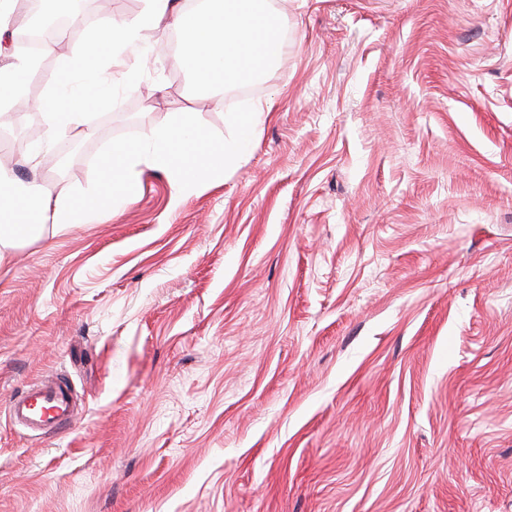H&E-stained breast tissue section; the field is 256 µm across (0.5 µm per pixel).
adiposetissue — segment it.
<instances>
[{
    "mask_svg": "<svg viewBox=\"0 0 512 512\" xmlns=\"http://www.w3.org/2000/svg\"><path fill=\"white\" fill-rule=\"evenodd\" d=\"M275 17L256 10L253 0H204L202 11H187L182 0H144L133 17L110 20L95 29L83 53L65 58L68 73L85 75L89 87L58 85L46 99L47 142L84 131L87 116L112 95V67L125 65L124 84L139 88L137 63L157 55L156 31L171 28L179 35L176 64L189 69L205 86L234 83L256 74L276 58L272 38ZM144 148L113 144L102 175L85 198L75 201L42 181L20 183L0 167V264L22 245L40 240L44 229L66 233L100 213L118 211L135 196L141 167L165 172L179 192L195 191L207 177L224 168L225 144L205 143L196 121L181 119L151 129Z\"/></svg>",
    "mask_w": 512,
    "mask_h": 512,
    "instance_id": "ef3b65f1",
    "label": "adipose tissue"
}]
</instances>
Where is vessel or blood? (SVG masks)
<instances>
[{
    "mask_svg": "<svg viewBox=\"0 0 512 512\" xmlns=\"http://www.w3.org/2000/svg\"><path fill=\"white\" fill-rule=\"evenodd\" d=\"M6 415L33 436L68 428L75 417L73 391L61 378L29 384L9 400Z\"/></svg>",
    "mask_w": 512,
    "mask_h": 512,
    "instance_id": "obj_1",
    "label": "vessel or blood"
}]
</instances>
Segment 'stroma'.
Here are the masks:
<instances>
[{
  "label": "stroma",
  "mask_w": 512,
  "mask_h": 512,
  "mask_svg": "<svg viewBox=\"0 0 512 512\" xmlns=\"http://www.w3.org/2000/svg\"><path fill=\"white\" fill-rule=\"evenodd\" d=\"M267 8L247 95L151 59L66 171L13 141L72 195L173 117L234 153L0 269V512H512V0ZM54 372L37 439L5 403ZM6 415L31 436L66 429L75 417L73 391L61 378L29 384L9 400Z\"/></svg>",
  "instance_id": "stroma-1"
}]
</instances>
